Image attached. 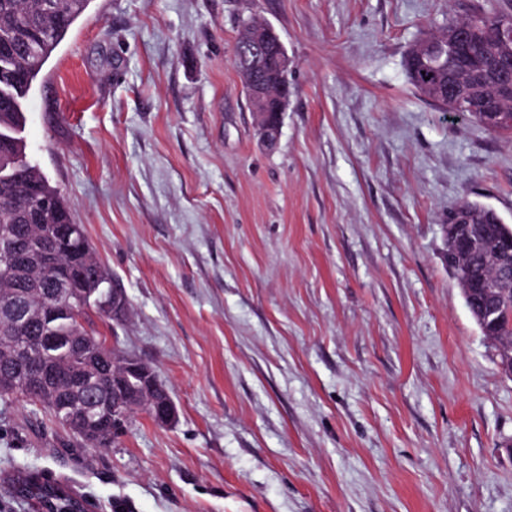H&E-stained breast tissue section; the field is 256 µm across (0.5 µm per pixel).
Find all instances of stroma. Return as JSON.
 <instances>
[{
  "label": "stroma",
  "instance_id": "1",
  "mask_svg": "<svg viewBox=\"0 0 512 512\" xmlns=\"http://www.w3.org/2000/svg\"><path fill=\"white\" fill-rule=\"evenodd\" d=\"M505 0H91L26 106L27 153L129 312L169 427L85 448L0 402V512L32 471L92 512H512V378L442 260L462 198L512 224V136L443 111L404 60ZM292 60L278 141L233 64Z\"/></svg>",
  "mask_w": 512,
  "mask_h": 512
}]
</instances>
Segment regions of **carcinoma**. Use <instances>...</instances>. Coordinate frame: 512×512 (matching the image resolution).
<instances>
[{
    "instance_id": "obj_1",
    "label": "carcinoma",
    "mask_w": 512,
    "mask_h": 512,
    "mask_svg": "<svg viewBox=\"0 0 512 512\" xmlns=\"http://www.w3.org/2000/svg\"><path fill=\"white\" fill-rule=\"evenodd\" d=\"M91 0H0V231L9 228L32 234L38 244L37 264L58 266L64 271L71 306L55 319L54 329L69 340L39 358L41 372L34 384L0 388V399L22 400L48 414L62 428L81 439L88 448H106L128 419L147 411L141 398L153 396L157 371L141 363L140 371L126 374L120 369L125 353L106 344V339L83 325L88 310L97 305L86 290L98 297L112 295L115 285L105 265L95 256L84 225L75 223L61 190L51 185L40 168L27 156L21 137L24 110L20 99L29 94L44 65L66 39ZM468 27L466 41L456 27ZM512 25V11H474L448 23L440 35L417 43L405 60L407 74L426 98L437 102L453 93L458 106H444L481 123L495 134L512 135V43L498 35L499 28ZM263 83L277 92L288 85V77L277 63V50L270 46L269 61L259 72ZM512 225L489 205L463 198L448 215L444 261L456 279L465 305L492 310L489 321L478 323L482 336L498 352L499 367L512 368ZM496 280L489 300L481 285ZM54 283L49 278H19L0 281V301L8 294L40 305ZM42 334V326L14 324L0 318V336L27 340ZM17 380H28L27 358L6 351L0 343V372ZM93 378L94 392L103 398L98 413L84 415L79 382ZM119 399L122 412L112 413V399ZM57 492L58 508L74 501L72 490L44 483L29 472L13 479V492L36 504L49 492Z\"/></svg>"
}]
</instances>
